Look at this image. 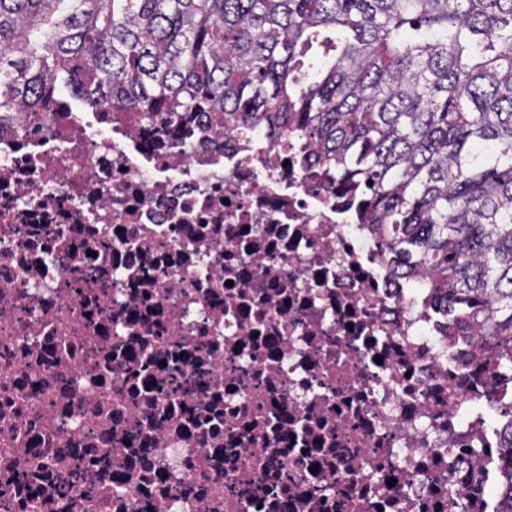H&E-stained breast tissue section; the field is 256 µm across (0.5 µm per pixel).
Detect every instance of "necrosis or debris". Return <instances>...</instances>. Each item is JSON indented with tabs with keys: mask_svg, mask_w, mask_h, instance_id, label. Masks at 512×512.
<instances>
[{
	"mask_svg": "<svg viewBox=\"0 0 512 512\" xmlns=\"http://www.w3.org/2000/svg\"><path fill=\"white\" fill-rule=\"evenodd\" d=\"M475 348L306 138L0 113L8 512H501Z\"/></svg>",
	"mask_w": 512,
	"mask_h": 512,
	"instance_id": "4bbe7bcc",
	"label": "necrosis or debris"
}]
</instances>
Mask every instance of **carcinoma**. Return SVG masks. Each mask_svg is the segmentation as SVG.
<instances>
[{"instance_id": "cac0c4a2", "label": "carcinoma", "mask_w": 512, "mask_h": 512, "mask_svg": "<svg viewBox=\"0 0 512 512\" xmlns=\"http://www.w3.org/2000/svg\"><path fill=\"white\" fill-rule=\"evenodd\" d=\"M60 81L144 126L308 138L512 372V0H0V113Z\"/></svg>"}]
</instances>
